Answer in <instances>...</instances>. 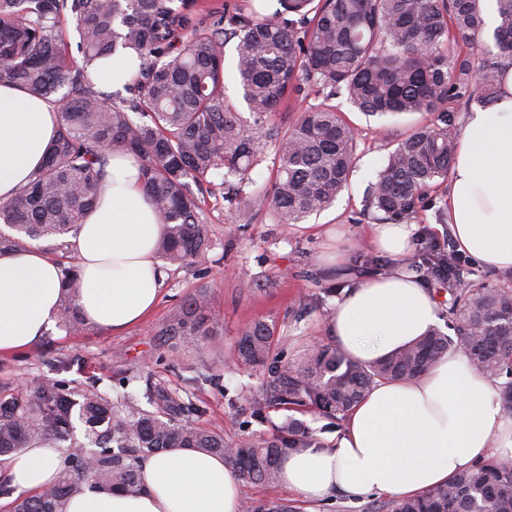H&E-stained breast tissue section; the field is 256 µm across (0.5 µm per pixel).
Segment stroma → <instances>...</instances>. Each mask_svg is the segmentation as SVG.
Segmentation results:
<instances>
[{
    "mask_svg": "<svg viewBox=\"0 0 512 512\" xmlns=\"http://www.w3.org/2000/svg\"><path fill=\"white\" fill-rule=\"evenodd\" d=\"M334 103L358 136V161L348 190L333 207L310 216L305 229L273 223L270 217H251L229 209L226 202L206 198L200 219L209 225L215 243L212 251L188 269L168 270L161 299L140 323L112 333L88 325L57 324L30 350L0 355V400L38 387L62 384L71 399L99 394L110 399L141 392L146 378L170 389L190 391L204 406L198 425L223 434L226 442L242 438L262 442L285 420L287 410L272 408L264 421L249 416V402L262 389L260 370L232 357L241 328L263 321L273 328V354L289 363L316 339L331 336L330 318L337 300L325 287L344 292L355 275L374 267L405 268L403 260L376 252L368 240V220L362 219L368 185L392 150L419 116H368L355 109L346 95ZM447 184L431 188L427 204L414 218L417 233L449 239L444 207ZM352 244L347 269L324 264L322 255L334 236ZM206 289L221 334L216 347L198 349L184 345L157 360L155 334L171 309L198 289ZM219 375L220 386L198 382L199 374ZM237 397L229 407L227 396Z\"/></svg>",
    "mask_w": 512,
    "mask_h": 512,
    "instance_id": "obj_1",
    "label": "stroma"
}]
</instances>
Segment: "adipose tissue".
<instances>
[{
    "label": "adipose tissue",
    "instance_id": "ef3b65f1",
    "mask_svg": "<svg viewBox=\"0 0 512 512\" xmlns=\"http://www.w3.org/2000/svg\"><path fill=\"white\" fill-rule=\"evenodd\" d=\"M135 52L93 64L112 92L137 73ZM58 113L43 97L0 83V201L27 184L46 156ZM107 190L70 237L77 257L76 304L94 327L120 332L157 304L166 273L156 258L163 233L133 157L113 149ZM448 227L456 248L486 269L512 271V65L489 110L465 113L448 182ZM412 224H375L372 247L398 258L412 248ZM60 266L37 242L0 253V354L34 346L60 320ZM439 307L414 276L374 272L346 288L331 318L339 349L371 363L439 327ZM512 457V416L487 376L458 353L422 376L383 381L346 415L332 447L303 448L281 465V483L307 502L340 494L414 497L491 457ZM62 453L36 443L7 462L13 495L53 483ZM143 490L130 495L83 486L63 512H240L242 480L223 456L194 448L144 456Z\"/></svg>",
    "mask_w": 512,
    "mask_h": 512
}]
</instances>
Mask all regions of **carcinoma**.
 <instances>
[{
    "instance_id": "carcinoma-1",
    "label": "carcinoma",
    "mask_w": 512,
    "mask_h": 512,
    "mask_svg": "<svg viewBox=\"0 0 512 512\" xmlns=\"http://www.w3.org/2000/svg\"><path fill=\"white\" fill-rule=\"evenodd\" d=\"M261 14L233 3L206 15L196 0H0V83L49 100L59 114L46 163L13 198L0 202V252L25 239L64 237L99 202L112 149L139 164L146 193L165 233L158 254L184 268L213 247L198 201L222 190L228 207L278 224H300L329 208L347 187L356 163L357 134L330 100L344 93L369 115H428L387 155L368 186L364 215L406 224L426 190L448 179L461 102L492 104L502 67L512 63V0H497L495 49L480 47L482 0H277ZM76 20L80 59L68 52L67 17ZM235 42L233 74L249 113L258 120L308 89L322 97L282 131L270 124L252 133L225 95V43ZM141 60L127 95L97 89L91 66L126 50ZM276 167L256 186L253 171L267 144ZM220 183H215V179ZM448 287L454 334L434 329L381 362L360 364L329 343L309 346L307 361L282 365L272 357L274 330L263 322L241 329L234 357L266 376L250 401V417L270 408L317 409L345 415L379 379L413 378L444 354L458 352L498 383L512 414V284L460 283L455 261L434 249L413 260ZM62 322L79 325L73 298L77 266L60 263ZM478 329L480 336L473 335ZM158 357L185 340L213 345L219 322L206 290L188 296L159 327ZM74 403L58 385L0 402V456L36 440L69 437ZM86 442L75 441L58 480L14 502L12 512H62L85 483L136 494V463L172 448L224 456L245 483L278 481L282 458L311 446L300 423H283L269 440L224 441L191 424L205 413L191 396L145 380L142 397L110 402L84 398ZM243 512H293L288 503L245 500ZM377 512H512V458H490L413 499L397 498Z\"/></svg>"
}]
</instances>
